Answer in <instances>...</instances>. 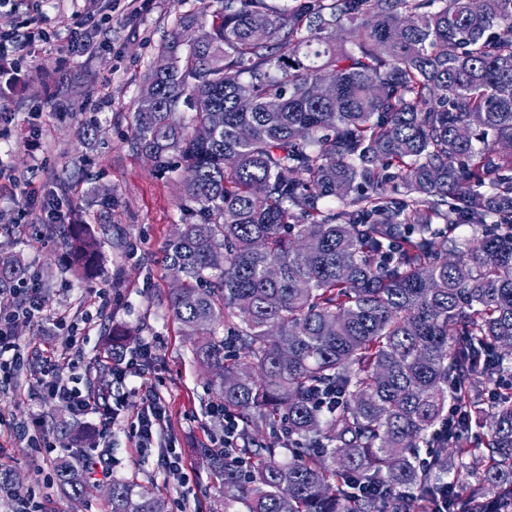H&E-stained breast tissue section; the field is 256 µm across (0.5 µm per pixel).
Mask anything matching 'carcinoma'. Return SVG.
I'll return each mask as SVG.
<instances>
[{"mask_svg": "<svg viewBox=\"0 0 512 512\" xmlns=\"http://www.w3.org/2000/svg\"><path fill=\"white\" fill-rule=\"evenodd\" d=\"M197 25L212 40L162 46L133 140L195 172L197 220L164 261L182 274L170 310L240 418L234 457L197 449L224 512H429L445 482L448 512H512V386L488 400L512 370V0H216L179 21ZM60 248L81 270L100 242L73 224ZM26 274L0 253V294ZM77 472L55 479L82 498ZM108 503L165 512L130 481Z\"/></svg>", "mask_w": 512, "mask_h": 512, "instance_id": "1", "label": "carcinoma"}]
</instances>
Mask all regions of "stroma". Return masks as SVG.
I'll return each mask as SVG.
<instances>
[{"mask_svg": "<svg viewBox=\"0 0 512 512\" xmlns=\"http://www.w3.org/2000/svg\"><path fill=\"white\" fill-rule=\"evenodd\" d=\"M200 0H95L80 33L85 50L70 51L65 23L82 10L81 0H44L33 9L18 0L14 11H0V31L23 25L49 30L48 41L32 56L0 65V158L12 173L31 182L34 202L14 194L0 180V211L21 213L17 224L0 222V250L20 254L44 285L42 296L52 315L81 323L79 358L57 353L62 378L78 377L99 388V364L108 361V332L129 333L120 343L124 360L139 359L144 345L152 363L140 378L113 385L122 401V427L99 432L97 414L74 413L49 398L37 369L49 341L45 329L24 325L17 342L26 357L15 378L0 386V414L28 427V434L0 429V468L12 471L27 499L0 495V512H105L109 480L125 479L151 489L176 512H224L218 482L199 462V444L218 445L223 428L213 417L222 400L212 375L191 352V342L169 309L174 275L163 251L181 218L179 176L155 172L133 141L136 101L161 46L179 17L200 9ZM97 122L100 135L83 143L78 132ZM111 195L112 206L100 199ZM65 224L88 225L101 241V259L87 278L76 276L45 226L52 212ZM111 303L100 308L99 293ZM91 323H84L86 314ZM153 388L165 398L171 426L162 441L136 447L131 423L140 413L142 393ZM84 428L92 456L110 460V479L82 501L65 497L53 481L60 458L82 454L72 440ZM177 451L185 479H177L162 458Z\"/></svg>", "mask_w": 512, "mask_h": 512, "instance_id": "35a3bbf8", "label": "stroma"}]
</instances>
